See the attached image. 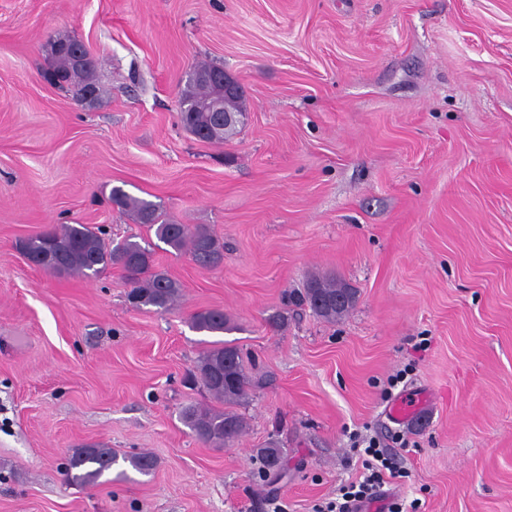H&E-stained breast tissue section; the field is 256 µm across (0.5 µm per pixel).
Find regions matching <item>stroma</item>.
Here are the masks:
<instances>
[{
	"label": "stroma",
	"mask_w": 512,
	"mask_h": 512,
	"mask_svg": "<svg viewBox=\"0 0 512 512\" xmlns=\"http://www.w3.org/2000/svg\"><path fill=\"white\" fill-rule=\"evenodd\" d=\"M61 33L95 56L98 104L46 80ZM201 61L246 90L222 144L179 122ZM116 187L208 227L222 263L175 253ZM61 224L150 246L180 299L138 309L119 269L30 265L20 242ZM315 276L356 290L341 320L289 304ZM207 308L264 382L228 448L180 417L211 401L188 382ZM355 431L403 436L397 492L425 512H512V0H0V512H313L359 478ZM272 438L288 469L263 481ZM88 444L157 464L69 485ZM233 327L231 318L220 308L197 312L192 320V328L200 332L224 333L231 331ZM253 461L258 463L256 469L257 476L260 479H265L268 475V469L276 465L279 473L284 470L286 460L282 450V443L278 439H270L264 448H257L254 455H252Z\"/></svg>",
	"instance_id": "obj_1"
}]
</instances>
